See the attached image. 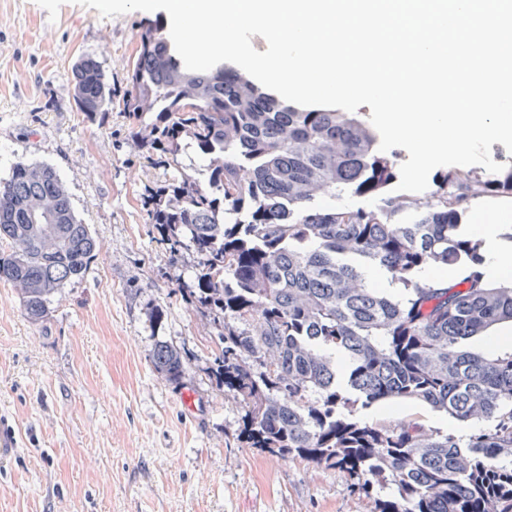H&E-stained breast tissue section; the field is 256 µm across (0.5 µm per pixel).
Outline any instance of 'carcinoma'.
Listing matches in <instances>:
<instances>
[{"label": "carcinoma", "instance_id": "cac0c4a2", "mask_svg": "<svg viewBox=\"0 0 512 512\" xmlns=\"http://www.w3.org/2000/svg\"><path fill=\"white\" fill-rule=\"evenodd\" d=\"M138 39L122 103L140 146L175 166L191 148L208 172L204 183L166 180L144 204L171 252L199 257L191 293L225 320L211 373L243 404V442L341 468L366 491L393 486L378 512H512V349L468 346L512 323V279L486 278L481 244L462 232L472 200L512 195V169L493 180L453 169L424 199L388 196L398 158L356 113L298 108L236 67L189 71L154 24ZM74 97L89 120L112 106L96 61L75 65ZM338 189L381 196L383 206L325 204ZM95 250L55 170L20 164L0 182V281L17 289L31 323L84 276ZM371 266L401 285L400 297L367 283ZM448 266L462 268L460 280L418 278ZM152 363L171 383L185 375L166 342ZM382 402L423 403L485 427L461 442L352 417L356 405Z\"/></svg>", "mask_w": 512, "mask_h": 512}]
</instances>
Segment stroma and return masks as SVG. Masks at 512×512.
I'll use <instances>...</instances> for the list:
<instances>
[{
	"label": "stroma",
	"instance_id": "obj_1",
	"mask_svg": "<svg viewBox=\"0 0 512 512\" xmlns=\"http://www.w3.org/2000/svg\"><path fill=\"white\" fill-rule=\"evenodd\" d=\"M163 21L159 10L104 18L72 0L53 19L36 0H0V181L19 163L52 167L97 242L42 323L0 282V433L13 436L0 450V512H376L392 488L367 493L341 469L244 444L241 404L210 373L223 324L188 298L198 258L171 254L142 205L197 157L147 159L121 104L141 26ZM83 57L115 96L93 121L74 99ZM158 340L181 351L182 384L155 371ZM356 415L474 430L420 403Z\"/></svg>",
	"mask_w": 512,
	"mask_h": 512
}]
</instances>
